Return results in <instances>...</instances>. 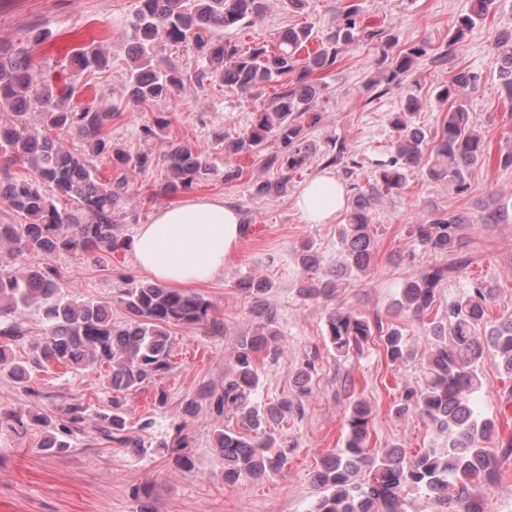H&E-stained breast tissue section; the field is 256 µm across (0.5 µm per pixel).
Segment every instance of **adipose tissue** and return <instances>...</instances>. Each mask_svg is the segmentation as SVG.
<instances>
[{"label": "adipose tissue", "mask_w": 512, "mask_h": 512, "mask_svg": "<svg viewBox=\"0 0 512 512\" xmlns=\"http://www.w3.org/2000/svg\"><path fill=\"white\" fill-rule=\"evenodd\" d=\"M295 205L309 223H330L346 205V189L334 174L314 176ZM241 234V217L223 201L194 199L160 209L141 225L133 250L139 267L169 286L206 282L223 274Z\"/></svg>", "instance_id": "obj_1"}]
</instances>
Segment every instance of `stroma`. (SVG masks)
Wrapping results in <instances>:
<instances>
[{"label":"stroma","mask_w":512,"mask_h":512,"mask_svg":"<svg viewBox=\"0 0 512 512\" xmlns=\"http://www.w3.org/2000/svg\"><path fill=\"white\" fill-rule=\"evenodd\" d=\"M358 4L365 24L385 31L395 49L424 40L430 54L399 85L377 97L366 84L378 47L359 42L344 50L325 76L327 88L315 104L323 120L307 130L317 152L273 199L257 196L255 187L279 178V170L267 167L265 159L282 154L281 143L271 138L260 154L235 158L225 153L219 136L246 129L255 112L279 92V85L272 83L254 93L219 80L200 86L192 78L200 60L190 48L157 46L160 59L183 70V85L166 101L120 108L106 132L126 150L142 151L147 147L142 125L152 124L158 113H167V137L208 157L215 170L206 181L174 196L157 192L167 176L162 164L136 175L116 215L117 231L133 238L139 225L152 223L161 208L190 199H218L237 208L243 219L242 236L223 276L190 288L212 302L223 329L217 332L207 324L170 327L171 370L129 398L130 424L146 446L142 453L100 443L98 415L108 404L102 369L70 373L49 367L37 373L31 395L0 373V512H308L318 495L315 476L320 460L341 447L344 416L355 399L372 409L370 452L399 444L413 457L422 449L446 446V435L427 421L415 415L399 416L394 410L403 386L419 378L420 362L392 366L377 345L358 356L337 357L325 336V315L337 303L405 327L419 356H426L423 322L395 316L393 310L401 284L432 261L411 235L412 225L422 223L432 208L457 209L471 217L468 244L462 250L468 260L465 275L481 277L492 287L491 317L512 313V223L482 221L492 209L512 208V168L474 167L473 191L464 195L457 194L449 182L430 179L421 169L409 175L403 189L382 193L371 215L375 241L371 272L343 281L330 302L302 296L309 273L299 261V250L303 243H313L324 268L335 267L339 259L336 231L345 216L337 214L330 224L307 223L296 210L295 199L302 186L322 172V157L336 140L347 143L360 163L358 180L366 182L395 139L391 122L404 111L407 94H415L419 101L412 122L434 131L447 111L436 100L437 88L464 71L479 77L477 86L462 99L471 124L487 139L492 156L511 151L512 104L500 94L492 47L498 37L512 32V0H501L458 46L450 43L452 26L469 11L471 0H358ZM344 6L345 0H307L303 9L291 11L280 0H272L262 20L225 31L224 37L244 49L272 46L290 27L322 29ZM135 7L136 0H0V43L31 44L36 70L62 86L70 77L66 54L79 40H96L109 51L112 64L86 76L81 95H99L102 106L108 108L126 77L127 24ZM38 33L47 36L39 45L33 42ZM231 166L241 167L242 173L228 181L224 172ZM53 262L62 274L63 294L111 303L116 322L126 319L117 302L120 290L148 279L130 250L101 265L71 253L58 255ZM465 275L451 276L443 283L434 314H444L449 300L462 291ZM250 278L272 284L267 302L280 339L276 357L262 353L257 358L261 383L255 398L261 403L292 401L282 432L295 448L280 472L232 484L222 478L224 461L212 439L221 416L207 404L189 413L187 404L201 394L223 390L240 337L256 325L259 306L240 287ZM305 369L311 372L310 392L301 397L296 379ZM160 391L166 394L162 403L156 399ZM511 394L512 379L500 375L493 357H486L477 410L495 413ZM79 402L89 404L91 411L71 448L57 454L41 449V427L14 428L6 420L10 413L28 409L56 417ZM181 424L194 461L189 472L177 469L168 450L160 446Z\"/></svg>","instance_id":"obj_1"}]
</instances>
